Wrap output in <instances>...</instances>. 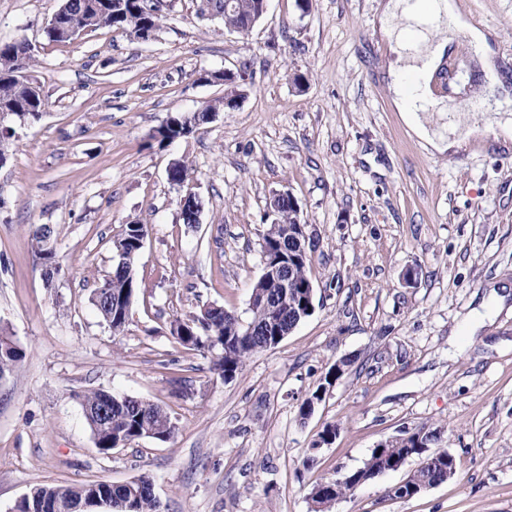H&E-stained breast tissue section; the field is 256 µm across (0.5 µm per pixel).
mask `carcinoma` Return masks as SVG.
<instances>
[{"instance_id":"cac0c4a2","label":"carcinoma","mask_w":512,"mask_h":512,"mask_svg":"<svg viewBox=\"0 0 512 512\" xmlns=\"http://www.w3.org/2000/svg\"><path fill=\"white\" fill-rule=\"evenodd\" d=\"M136 0H62L57 12L46 27L49 41L67 43L74 40V29L110 28L122 30L133 39H138L136 16L132 8ZM202 15L220 19L230 30L246 33L250 29L246 12H227L224 0H199ZM23 40L0 42V109L8 107L28 114V119L38 121L45 110V99L40 88L31 82L25 73L35 62V55H20L18 46ZM214 104H206L202 110L190 116L169 117L153 135L163 143L174 137L188 136L211 121ZM169 180L183 187L191 181L192 169L182 161L174 162L168 174ZM297 215L282 206L275 220L278 231L262 235V268L288 267V289H283L271 274L258 279L251 296L257 298L247 324L242 325L237 315L213 305L187 320H177L171 332L179 342L189 349H204L215 353L213 370L224 376L236 375L245 360L253 353L275 346L276 334L288 332L303 319L310 316L313 307L309 289V267L311 253L307 241L296 242ZM146 225L138 222L124 225L122 232L113 240V249L122 246L138 257L142 249V231ZM54 228L41 224L33 228L35 257L38 264L58 263L57 256L50 251ZM138 288L135 269L126 263L115 262L112 271L94 292L93 305L112 331L121 335L129 320L131 289ZM23 351L11 346L7 336H0V373H7L22 360ZM84 419L91 435L98 439L100 452L113 450L111 443H128L141 438L165 441L173 434L174 426L167 412L158 404L128 395H115L105 390L90 391L80 397ZM418 436L423 443H437L441 432L426 426L405 432L392 441L387 448H376L364 465L357 469L362 477L370 478L387 470L392 464L404 461L412 448L405 444V437ZM457 466L456 459H448V451H439V456L421 468L417 477L426 485L435 486L448 480V466ZM100 481L81 485H44L30 487L26 506L22 512H52L48 503L63 498H80L101 490ZM112 505L115 512H160V504L144 483L135 480L112 488Z\"/></svg>"}]
</instances>
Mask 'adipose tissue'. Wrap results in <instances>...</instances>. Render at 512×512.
<instances>
[{
  "label": "adipose tissue",
  "instance_id": "1",
  "mask_svg": "<svg viewBox=\"0 0 512 512\" xmlns=\"http://www.w3.org/2000/svg\"><path fill=\"white\" fill-rule=\"evenodd\" d=\"M378 31L388 44L392 57L387 65V84L393 108L414 133L433 152L456 154L469 140L497 129L500 145L512 143V114L498 110L499 98L507 88L496 74L492 30L473 26L455 0H430L427 11L412 9L408 0H382ZM471 47L487 84L484 102L488 109L465 115L463 122L450 127H436L426 120L429 109L444 113L445 98L435 97L432 81L446 55L458 45ZM420 79L419 94L410 97L404 82L406 75Z\"/></svg>",
  "mask_w": 512,
  "mask_h": 512
}]
</instances>
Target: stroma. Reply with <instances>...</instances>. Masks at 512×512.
<instances>
[{
	"label": "stroma",
	"instance_id": "obj_1",
	"mask_svg": "<svg viewBox=\"0 0 512 512\" xmlns=\"http://www.w3.org/2000/svg\"><path fill=\"white\" fill-rule=\"evenodd\" d=\"M379 2L268 0L241 34L202 19L197 0H163L148 41L99 28L56 44L45 28L60 0H0V42L34 45L28 76L47 102L40 121L15 125L0 166V335L24 352L0 378V512L36 483L143 475L163 512H313V485L421 425L440 430L453 478L394 498L411 459L330 512H512V157L483 139L463 154L422 147L382 75ZM459 2L494 30L512 91V0ZM448 62L468 73L449 83L448 106L471 111L484 94L472 53ZM227 69L245 75L237 108L155 139L169 116L222 100L209 76ZM176 160L194 171L188 188L168 180ZM188 190L202 203L193 226L178 205ZM286 191L317 240L314 310L226 380L170 325L212 304L248 317L270 201ZM132 221L148 234L116 337L92 297ZM35 224L55 229L50 285ZM98 389L158 403L173 435L101 453L78 401ZM329 426L335 438L312 450Z\"/></svg>",
	"mask_w": 512,
	"mask_h": 512
}]
</instances>
